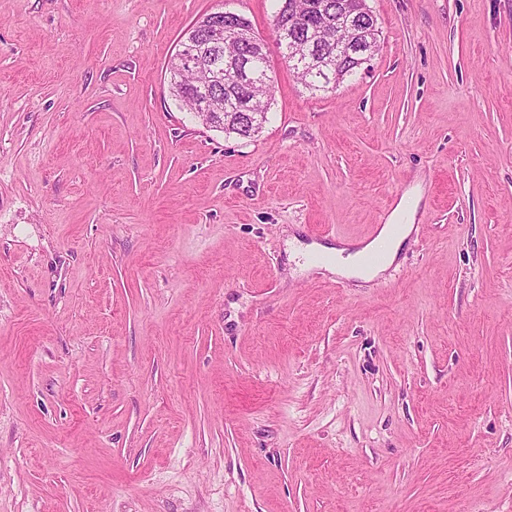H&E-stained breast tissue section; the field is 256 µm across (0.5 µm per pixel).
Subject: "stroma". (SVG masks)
I'll return each mask as SVG.
<instances>
[{"instance_id": "35a3bbf8", "label": "stroma", "mask_w": 512, "mask_h": 512, "mask_svg": "<svg viewBox=\"0 0 512 512\" xmlns=\"http://www.w3.org/2000/svg\"><path fill=\"white\" fill-rule=\"evenodd\" d=\"M367 5L314 91L274 0H0V512H512V0ZM220 9L250 139L169 89ZM415 187L382 277L292 274ZM208 15L206 14L199 19H208ZM209 16L212 19L210 27L214 40L223 42L224 38H228L250 48L258 46L254 40L252 30L240 21L242 17L237 13L218 10L211 12ZM224 19L227 20L225 25Z\"/></svg>"}]
</instances>
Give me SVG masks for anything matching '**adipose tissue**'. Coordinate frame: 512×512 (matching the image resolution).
<instances>
[{
  "label": "adipose tissue",
  "mask_w": 512,
  "mask_h": 512,
  "mask_svg": "<svg viewBox=\"0 0 512 512\" xmlns=\"http://www.w3.org/2000/svg\"><path fill=\"white\" fill-rule=\"evenodd\" d=\"M398 218L397 227H386L379 231L378 235L367 243L342 242L335 246H324V253L335 256V263L329 264L330 272L349 278L371 282L380 277L397 260L405 242L414 230L413 215L395 211ZM376 251L382 256L379 264L365 265L363 257L366 253Z\"/></svg>",
  "instance_id": "1"
}]
</instances>
